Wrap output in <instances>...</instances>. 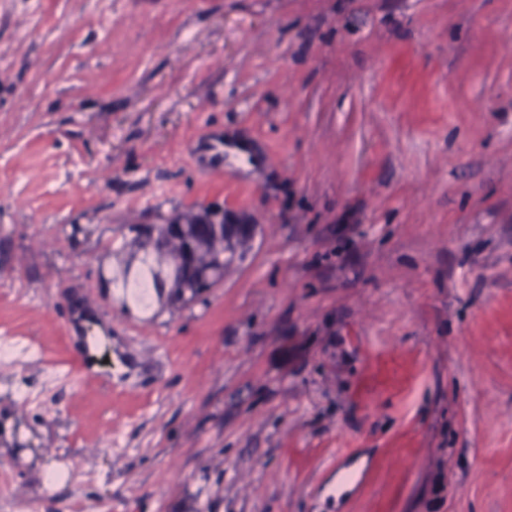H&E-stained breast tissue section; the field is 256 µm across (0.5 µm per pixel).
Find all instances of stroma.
Here are the masks:
<instances>
[{
    "label": "stroma",
    "mask_w": 512,
    "mask_h": 512,
    "mask_svg": "<svg viewBox=\"0 0 512 512\" xmlns=\"http://www.w3.org/2000/svg\"><path fill=\"white\" fill-rule=\"evenodd\" d=\"M203 211L221 283L102 286ZM4 339L0 512H512V0H0Z\"/></svg>",
    "instance_id": "35a3bbf8"
}]
</instances>
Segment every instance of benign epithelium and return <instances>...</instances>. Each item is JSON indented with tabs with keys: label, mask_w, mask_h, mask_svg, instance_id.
<instances>
[{
	"label": "benign epithelium",
	"mask_w": 512,
	"mask_h": 512,
	"mask_svg": "<svg viewBox=\"0 0 512 512\" xmlns=\"http://www.w3.org/2000/svg\"><path fill=\"white\" fill-rule=\"evenodd\" d=\"M255 231L254 224H228L225 218H217L204 211L186 221L181 219L167 223L159 230L152 228L144 234L143 241L160 252L168 251L174 244L181 247L174 265L176 274L169 278L167 284L171 288V298L185 301L197 290L220 282L224 274V255L238 251L243 244L253 240ZM209 244L221 247V253L204 266L198 263V258ZM185 266L196 269L197 276L192 285L178 274V270Z\"/></svg>",
	"instance_id": "1"
}]
</instances>
